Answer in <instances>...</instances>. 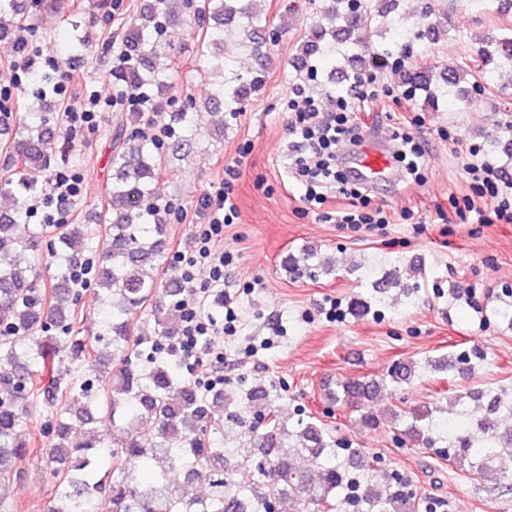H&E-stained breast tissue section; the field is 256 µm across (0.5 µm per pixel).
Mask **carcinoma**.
<instances>
[{"label":"carcinoma","mask_w":512,"mask_h":512,"mask_svg":"<svg viewBox=\"0 0 512 512\" xmlns=\"http://www.w3.org/2000/svg\"><path fill=\"white\" fill-rule=\"evenodd\" d=\"M400 0H320L292 60L294 79L310 81L329 93L353 91L366 75L394 70L398 84L411 88L425 109L439 112L448 102L470 103L485 92L512 91V22L496 25L477 38L473 54L448 63L404 66V56L419 41L465 39L461 28L448 32L447 13L431 5L406 26L396 12ZM491 13L512 17V0H478ZM113 0H92L93 20L85 27L73 19L66 0H0V41H12L26 63V83L33 100H24L26 115L18 122L0 119V149L8 175L0 195L12 208L0 212V487L11 481L15 465L26 457L28 443L19 430L33 402L35 368L47 373L41 404L49 412L46 465L57 490L48 512H95L98 494L109 491L112 512H275L285 499L301 498L311 512H423L429 503L416 498L406 481L383 470L360 472L359 453L336 457V442L312 420L295 428L272 408L268 391L249 387L237 400L224 391L201 393L180 372L175 349L180 326L167 311L180 307L184 282L163 272L169 245L171 204L157 191L158 178L190 143L188 113L165 111L161 92L171 79V61L161 36L188 18L176 0H142L122 40L112 67L115 84L141 94V104L125 114V123L167 117L174 137L159 144L143 135H116L110 162L112 182L108 209L98 224H34L27 237L17 235L29 223L28 200L45 193L57 173L75 157L72 137L57 130L47 100L56 97L58 73L38 67L23 33L45 14L58 18L54 34L59 59L84 55L107 31ZM212 21L199 38L204 77L211 83L204 102L219 133L266 84L263 60L268 55L269 20L254 9V0H205L198 9ZM380 41L368 47L364 33ZM233 42L249 52L257 67L241 73L230 67L224 46ZM50 239L48 261L56 275L40 283L35 256ZM100 242L90 287L102 296L99 331L72 334L79 321L80 291L71 277L84 252ZM291 279H315L334 271L328 257L312 247L282 262ZM153 320V336L131 332L137 315ZM66 335L70 353L94 356L103 371L92 382L63 388L58 383L49 341ZM155 349L139 364L131 354ZM484 360L478 346L448 359L471 370ZM389 382L410 384L416 366L399 361L387 371ZM381 385L374 379L348 377L328 389L332 405L359 413L362 427L384 424L400 429L413 444L427 448L441 442L445 457L471 475L500 474L512 488V429L500 425L512 416V395L503 388L461 390L455 394L459 417L434 422L433 410L419 405L383 417L371 407ZM482 415L464 418L469 404ZM105 412L119 424L122 437L112 448V470L101 473L108 444L96 435L97 415ZM305 456L303 469L291 455ZM177 472L179 479L170 478Z\"/></svg>","instance_id":"1"}]
</instances>
